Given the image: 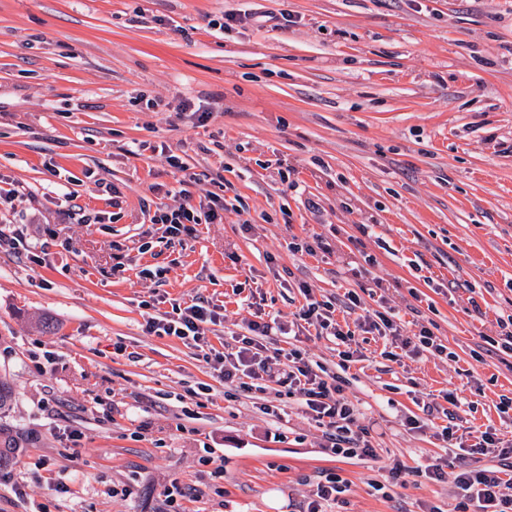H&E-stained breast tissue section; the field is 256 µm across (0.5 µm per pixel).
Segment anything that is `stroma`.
<instances>
[{
	"label": "stroma",
	"mask_w": 512,
	"mask_h": 512,
	"mask_svg": "<svg viewBox=\"0 0 512 512\" xmlns=\"http://www.w3.org/2000/svg\"><path fill=\"white\" fill-rule=\"evenodd\" d=\"M255 8L293 21L216 26ZM0 175V228L23 232L0 248V512H169L174 481L181 512H305L328 473L335 512H459L468 445L512 441V0H0ZM214 199L222 223L149 221ZM199 296L216 349L290 327L268 356L341 375L374 457L326 452L275 383L243 391L144 331ZM311 298L354 327L349 369L300 318ZM368 311L448 354L388 358L355 328ZM151 221L164 224L166 233L173 238L189 232L191 228L187 224H199L197 209L189 203L177 209L157 207Z\"/></svg>",
	"instance_id": "obj_1"
}]
</instances>
